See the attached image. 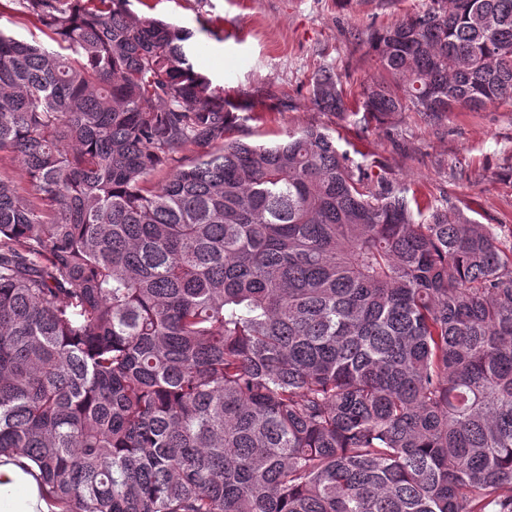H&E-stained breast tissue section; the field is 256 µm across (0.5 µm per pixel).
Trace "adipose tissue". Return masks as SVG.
Here are the masks:
<instances>
[{
	"mask_svg": "<svg viewBox=\"0 0 512 512\" xmlns=\"http://www.w3.org/2000/svg\"><path fill=\"white\" fill-rule=\"evenodd\" d=\"M46 492L26 461L0 458V512H50Z\"/></svg>",
	"mask_w": 512,
	"mask_h": 512,
	"instance_id": "adipose-tissue-1",
	"label": "adipose tissue"
}]
</instances>
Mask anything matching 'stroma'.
Wrapping results in <instances>:
<instances>
[{"mask_svg":"<svg viewBox=\"0 0 512 512\" xmlns=\"http://www.w3.org/2000/svg\"><path fill=\"white\" fill-rule=\"evenodd\" d=\"M424 0H130L138 16L190 29L198 71L245 102L253 117L232 135L271 144L318 126L357 163L424 201L460 207L481 224L512 229V101L438 120L417 112L360 123L312 106L308 85L323 66L342 77L349 103L381 79L367 34L422 8Z\"/></svg>","mask_w":512,"mask_h":512,"instance_id":"1","label":"stroma"}]
</instances>
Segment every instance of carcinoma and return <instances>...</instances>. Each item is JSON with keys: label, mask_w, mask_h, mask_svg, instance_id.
Listing matches in <instances>:
<instances>
[{"label": "carcinoma", "mask_w": 512, "mask_h": 512, "mask_svg": "<svg viewBox=\"0 0 512 512\" xmlns=\"http://www.w3.org/2000/svg\"><path fill=\"white\" fill-rule=\"evenodd\" d=\"M128 2L0 0L51 41L0 29V456L59 512H512V233L326 129L229 139ZM367 44L365 120L512 100V0ZM309 95L348 113L332 67Z\"/></svg>", "instance_id": "1"}]
</instances>
